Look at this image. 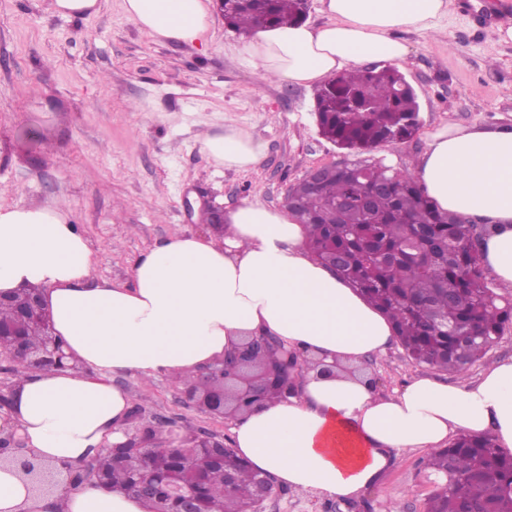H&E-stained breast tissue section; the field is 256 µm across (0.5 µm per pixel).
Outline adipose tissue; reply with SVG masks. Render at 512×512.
<instances>
[{"instance_id":"ef3b65f1","label":"adipose tissue","mask_w":512,"mask_h":512,"mask_svg":"<svg viewBox=\"0 0 512 512\" xmlns=\"http://www.w3.org/2000/svg\"><path fill=\"white\" fill-rule=\"evenodd\" d=\"M143 31L194 45L206 40L211 0H121ZM454 0H321L324 25L253 29L242 48L262 72L294 85L328 81L366 62L403 66L398 36L441 31ZM200 146L216 166L254 168L266 145L243 127L207 135ZM412 174L437 208L494 225L483 267L512 287V127L444 125L427 136ZM307 231L286 210L246 200L225 217L224 237L176 234L133 267L131 283L95 280L91 250L56 204L0 207V295L42 292L54 333L87 366L32 371L15 387L12 419L28 452L58 473L122 442L130 392L111 377H183L236 350L244 338L274 336L313 360L297 392L236 416L232 447L280 486L353 498L416 449L451 436L489 435L512 451V361L475 382L415 379L378 393L351 369H365L394 336L389 318L305 249ZM151 512L121 490L60 483L49 500L0 464V512Z\"/></svg>"}]
</instances>
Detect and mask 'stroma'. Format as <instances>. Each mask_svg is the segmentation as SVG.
<instances>
[{
  "mask_svg": "<svg viewBox=\"0 0 512 512\" xmlns=\"http://www.w3.org/2000/svg\"><path fill=\"white\" fill-rule=\"evenodd\" d=\"M50 0H0V205L63 202L87 241L99 280L127 282L140 256L176 232L213 235L190 218L200 195L225 210L244 199L285 208L289 186L312 168L346 154L316 127L313 89L260 79L246 61L241 34L216 19L207 43L184 46L142 31L100 0L92 15L54 12ZM512 0H456L449 38L402 32L410 53L402 73L419 103L415 137L373 151L411 166L426 136L452 123L488 129L512 125V41L495 23ZM236 123L266 144L252 170L214 166L198 137ZM512 359V325L466 375L413 364L399 342L367 362L379 392L417 377L456 384L477 380L497 360ZM133 395L144 420H175L177 431L231 436L230 419L187 406L171 379L113 378ZM414 450L361 497L330 500L278 489L268 512H424L435 477Z\"/></svg>",
  "mask_w": 512,
  "mask_h": 512,
  "instance_id": "stroma-1",
  "label": "stroma"
}]
</instances>
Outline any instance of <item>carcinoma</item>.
Listing matches in <instances>:
<instances>
[{
  "instance_id": "cac0c4a2",
  "label": "carcinoma",
  "mask_w": 512,
  "mask_h": 512,
  "mask_svg": "<svg viewBox=\"0 0 512 512\" xmlns=\"http://www.w3.org/2000/svg\"><path fill=\"white\" fill-rule=\"evenodd\" d=\"M308 0H230L224 24L248 33L259 24L290 25L306 19ZM319 131L358 159L335 165L314 188L294 190L291 211L309 229L307 244L321 261L342 259L336 274L358 288L392 320L395 336L410 360L439 371L463 374L484 357L512 322L486 281L480 246L463 234L462 216L440 212L417 178L363 159L380 146L410 141L419 129V104L412 86L396 69L370 66L341 72L315 92ZM21 342L27 351L14 376L46 371L32 352L49 341L42 335H0V350ZM185 390L210 388L200 374L177 378ZM109 448L79 470L94 474L104 489L134 494L141 474L159 486L188 485L194 512H247L258 473L232 451ZM235 481L224 486V465ZM427 466L446 477L436 482L426 512H463L492 507L512 512V457L489 436H461L430 455Z\"/></svg>"
}]
</instances>
